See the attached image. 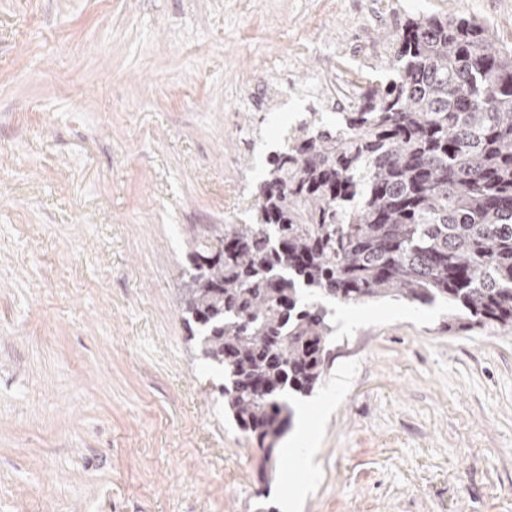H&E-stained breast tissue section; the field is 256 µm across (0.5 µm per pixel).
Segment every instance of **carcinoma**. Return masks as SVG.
Instances as JSON below:
<instances>
[{
    "label": "carcinoma",
    "mask_w": 512,
    "mask_h": 512,
    "mask_svg": "<svg viewBox=\"0 0 512 512\" xmlns=\"http://www.w3.org/2000/svg\"><path fill=\"white\" fill-rule=\"evenodd\" d=\"M389 39L396 79L291 132L251 223L187 255L185 321L267 461L328 370L331 304L442 299L450 331L512 328V49L462 17Z\"/></svg>",
    "instance_id": "obj_1"
}]
</instances>
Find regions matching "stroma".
Wrapping results in <instances>:
<instances>
[{"instance_id":"stroma-1","label":"stroma","mask_w":512,"mask_h":512,"mask_svg":"<svg viewBox=\"0 0 512 512\" xmlns=\"http://www.w3.org/2000/svg\"><path fill=\"white\" fill-rule=\"evenodd\" d=\"M512 0H0V512H512V329L341 305L315 472L224 416L180 293L287 129L387 33Z\"/></svg>"}]
</instances>
